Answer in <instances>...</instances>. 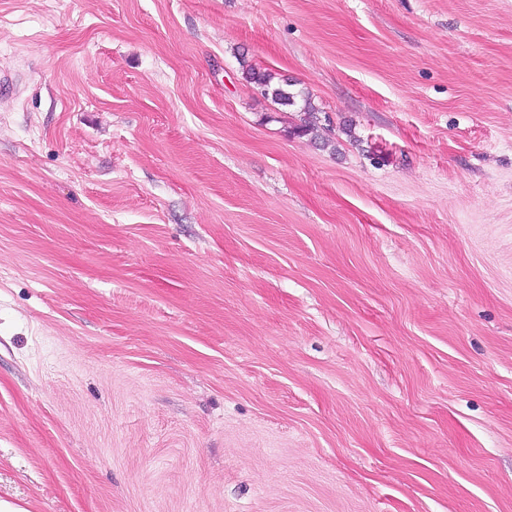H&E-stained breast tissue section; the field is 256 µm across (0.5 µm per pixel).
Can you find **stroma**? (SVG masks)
<instances>
[{
	"mask_svg": "<svg viewBox=\"0 0 512 512\" xmlns=\"http://www.w3.org/2000/svg\"><path fill=\"white\" fill-rule=\"evenodd\" d=\"M2 73L0 500L512 512V0H0ZM274 75L267 70H261L249 66L245 72V80L249 84H254L256 88L262 91V94L271 96V99L279 106L294 108L295 112L300 114V123L294 124L292 133L297 136H307L317 131L316 113L317 108L312 102L309 93L301 90H293L289 87L295 84L286 82L284 84L274 83Z\"/></svg>",
	"mask_w": 512,
	"mask_h": 512,
	"instance_id": "stroma-1",
	"label": "stroma"
}]
</instances>
